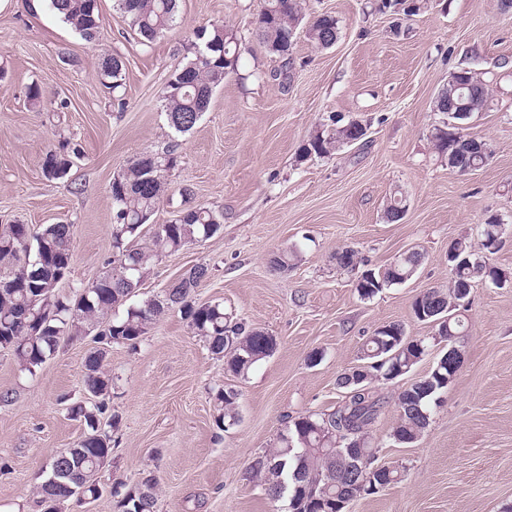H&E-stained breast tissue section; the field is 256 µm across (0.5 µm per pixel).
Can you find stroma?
<instances>
[{
	"instance_id": "35a3bbf8",
	"label": "stroma",
	"mask_w": 512,
	"mask_h": 512,
	"mask_svg": "<svg viewBox=\"0 0 512 512\" xmlns=\"http://www.w3.org/2000/svg\"><path fill=\"white\" fill-rule=\"evenodd\" d=\"M416 16L380 11L381 0H306L305 13L338 21L336 43L317 48L298 32L290 64L256 35L261 0H177L173 25L141 43L117 0H99L102 32L85 40L48 0H0V225L33 230L68 224L71 272L59 291L106 271L112 255L110 187L126 163L174 148L179 162L153 221L165 224L201 205L221 216L212 238L166 255L144 279L139 299L205 264L201 302L262 328L276 350L245 376L228 372L179 313L154 321L136 348L113 345L110 413L119 417L102 493L69 501L61 512H115L114 483L158 480L157 512H288L252 479L250 461L276 447L287 421L332 411L343 398L339 376L363 366V343L378 328L401 324L415 338L434 336L414 300L448 285V248L476 238L489 218L505 224L490 263L512 275V10L500 0H416ZM224 28L239 48L237 69L213 92L195 127L177 133L165 112L170 74L194 57L198 29ZM123 62L120 94L100 74L104 56ZM484 72L487 111L469 133L492 155L473 174L448 167L427 135L442 121L433 109L450 72ZM41 105L27 97L31 85ZM361 121V143L329 157H300L316 128ZM81 150L65 179H47L42 159L62 143ZM402 197L390 223L384 208ZM296 247L288 271L271 258ZM355 250L343 269L335 254ZM416 250L424 259L403 284L361 299L367 269ZM464 353L454 381L433 405L412 444L395 442L401 381L381 382L385 399L372 429L377 460L404 470L401 482L351 500L347 512H512V285L477 283L465 313ZM85 338L63 345L36 372L0 352V512H41L36 488L53 454L72 447L84 426L67 399L83 394ZM321 352L310 364L312 352ZM231 385L239 420L214 424V398Z\"/></svg>"
}]
</instances>
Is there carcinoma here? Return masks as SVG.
Instances as JSON below:
<instances>
[{
  "instance_id": "cac0c4a2",
  "label": "carcinoma",
  "mask_w": 512,
  "mask_h": 512,
  "mask_svg": "<svg viewBox=\"0 0 512 512\" xmlns=\"http://www.w3.org/2000/svg\"><path fill=\"white\" fill-rule=\"evenodd\" d=\"M52 9L86 40L96 39L102 27L98 0H50ZM119 9L129 26L146 42L170 28L175 21L176 0H118ZM304 0H262L258 37L266 50L283 61L290 60L288 37L304 17ZM337 20L328 14L314 19L307 36L324 48L336 38ZM201 46L194 59L177 72V85L167 87L165 100L169 124L179 132L190 131L206 112L212 93L234 70L235 53L224 29L203 28L196 32ZM121 62L103 59L101 71L110 79L109 88L121 87ZM461 103L477 102L476 111L488 108L490 89L479 84L452 92ZM455 128L443 121L429 131L432 149L450 158L448 168L467 166L483 168L490 155L469 150L454 138ZM352 136L347 125L331 130L318 129L301 150L304 157L330 156L345 139ZM78 150L63 144L43 159L46 177L61 179L72 166ZM171 150L142 154L130 160L112 182V260L109 270L99 279L81 287L70 299L58 288L67 278L72 261V230L69 224H46L31 232L26 224L0 225V351L11 353L28 372L42 365L56 352L61 340L94 336L93 347L84 363L83 382L87 398L67 407L71 418L83 422L86 431L71 448L56 454L51 464L56 469L36 488L42 512H59L60 504L82 493L99 496V469L111 456V435L100 428V416L108 410L112 394V374L108 354L114 343L137 346L149 325L172 310L188 320L192 332L204 339L209 351L224 359L227 368L243 376L260 360L276 350V340L267 332L244 321L234 322L219 303L199 302L195 288L209 275V267L194 265L160 293L137 304L129 303L136 290L160 257L182 251L206 241L221 227L220 216L206 207L184 209L168 224L157 225L152 235L140 241L143 227L150 223L161 199L168 191V177L177 166ZM496 224L480 226L478 242L463 236L453 243L459 251L457 266L451 268L448 290L431 288L417 297L413 313L417 320L431 322L429 313L437 307L456 311L462 298L456 290L472 289L479 280L494 283L502 272L491 266L488 257L496 253L501 240L496 238ZM421 254L402 253L385 268L364 271L356 288L363 299H370L383 289L409 280L417 271ZM126 306L125 313L110 317L112 310ZM389 332L375 331L364 343L365 358L376 361L386 355ZM448 367L434 364L429 374L403 389L397 396L399 418L390 437L401 443L417 441L428 427L432 404L448 389ZM379 378L360 388L348 384L346 375L338 379L347 395L338 407L323 416L302 415L285 426L279 446L255 457L249 471L273 501L288 495L290 512H345L340 503L358 496L355 484L364 481L374 487L371 494L401 481L397 467L379 474L372 472L369 460L357 477H352L338 463L348 441L370 435L383 401L375 388ZM239 393L226 387L215 396V423L221 430L238 421ZM117 483L112 496L116 512H156L157 480L148 476L140 486L121 491Z\"/></svg>"
}]
</instances>
